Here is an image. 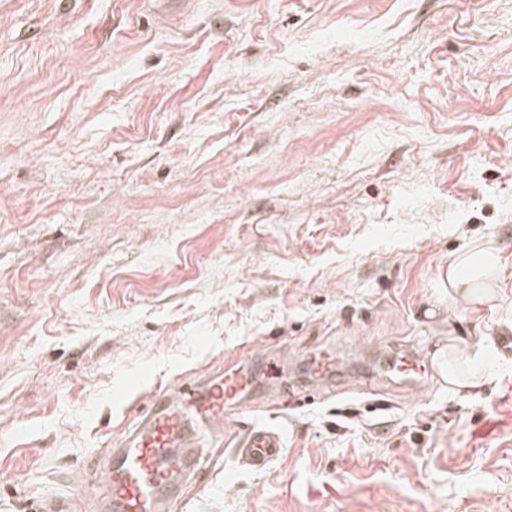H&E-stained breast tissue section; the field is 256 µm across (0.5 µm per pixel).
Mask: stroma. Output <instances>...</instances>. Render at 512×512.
Instances as JSON below:
<instances>
[{"mask_svg":"<svg viewBox=\"0 0 512 512\" xmlns=\"http://www.w3.org/2000/svg\"><path fill=\"white\" fill-rule=\"evenodd\" d=\"M489 238L503 295L449 297ZM511 323L512 0H0V512L103 465L129 378L239 367L225 436L286 448L172 512H512ZM452 334L481 387L388 380ZM310 364L313 369L314 379L302 392H310L315 385H327V380L337 368L336 358L328 349L309 354ZM285 446L282 430L264 422L252 424L237 442L244 460L257 471L264 470L272 460L282 455Z\"/></svg>","mask_w":512,"mask_h":512,"instance_id":"obj_1","label":"stroma"}]
</instances>
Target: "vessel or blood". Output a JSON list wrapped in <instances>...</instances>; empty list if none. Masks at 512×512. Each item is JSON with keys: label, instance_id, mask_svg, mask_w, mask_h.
Wrapping results in <instances>:
<instances>
[{"label": "vessel or blood", "instance_id": "b4317fda", "mask_svg": "<svg viewBox=\"0 0 512 512\" xmlns=\"http://www.w3.org/2000/svg\"><path fill=\"white\" fill-rule=\"evenodd\" d=\"M314 384L323 385L334 373L337 362L329 350L309 356ZM406 381H432L447 386L444 360L408 353L392 369ZM253 381L235 370L204 382L186 383L171 389L155 388L146 401H134L140 414L121 444L111 452L107 465L98 471L106 484L105 501L111 512H163L168 496L194 466L183 455L204 428L222 425L225 414L241 407L244 392ZM237 446L255 470H264L283 454L284 434L274 425L257 422L240 436Z\"/></svg>", "mask_w": 512, "mask_h": 512}]
</instances>
